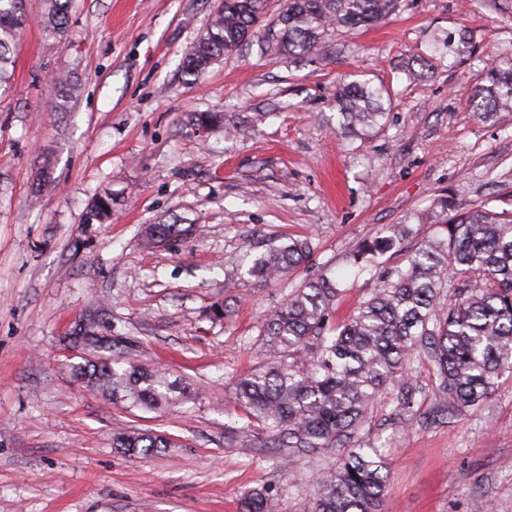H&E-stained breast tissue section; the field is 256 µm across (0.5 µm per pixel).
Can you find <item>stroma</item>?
<instances>
[{"label":"stroma","mask_w":512,"mask_h":512,"mask_svg":"<svg viewBox=\"0 0 512 512\" xmlns=\"http://www.w3.org/2000/svg\"><path fill=\"white\" fill-rule=\"evenodd\" d=\"M215 0H75L66 41L30 24L0 94V512H239L271 486L274 512H295L311 478L337 455L272 466L261 429L230 403L235 377L262 367L255 340L291 288L329 271L344 296L337 318L377 285L354 265L363 240L406 224L383 267L406 266L439 234L425 216L443 191L461 207L503 209L512 192V112L479 118L473 89L492 56L512 54V0H407L399 15L327 43L330 65L261 54L251 44L199 78L182 58ZM476 47L452 50L460 30ZM432 68L416 65L417 57ZM80 84L53 111V78ZM385 86L391 106L365 139L336 131L341 76ZM191 112H220L204 133ZM112 220L88 224L94 197ZM188 235L148 247L145 226ZM308 239L305 267L264 284L248 275L250 239ZM94 330L143 366H161L187 397L164 410L112 401L75 381L92 357L73 332ZM420 406L399 420L389 394L366 435L388 443L386 512H512V375L475 409L432 421L446 399L414 368ZM166 436L163 453L131 458L112 436Z\"/></svg>","instance_id":"35a3bbf8"}]
</instances>
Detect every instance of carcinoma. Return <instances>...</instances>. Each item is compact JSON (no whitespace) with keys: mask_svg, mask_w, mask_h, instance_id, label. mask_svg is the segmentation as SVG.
<instances>
[{"mask_svg":"<svg viewBox=\"0 0 512 512\" xmlns=\"http://www.w3.org/2000/svg\"><path fill=\"white\" fill-rule=\"evenodd\" d=\"M404 0H285L278 15L264 21L268 0H217L208 27L185 54L182 70L198 77L222 57L258 40L261 51L277 57L321 63L326 41L337 31L369 28L389 19ZM72 0H44L41 26L46 37L62 41L68 31ZM29 22L25 0H0V87L15 64L14 45ZM473 93L477 114L512 112V58L485 64ZM54 86L59 107L75 91L70 75ZM338 127L361 137L381 125L387 112L381 92L365 82L336 88ZM193 129L224 124L222 112H194ZM112 197L94 198L87 223L112 215ZM441 235L424 241L404 268L382 272L377 287L361 296L352 315L332 321L343 297L340 284L324 274L305 279L263 323L258 340L269 362L238 378L234 407L249 426L268 433L265 448L277 450L275 465L289 466L304 452L331 449L336 467L313 478L315 492L297 512H382L388 481L383 446L361 431L381 394L394 392L400 414L412 411L419 389L411 366L427 362L453 407L472 408L490 398L503 375L512 374V211L484 205L460 209L451 197L439 198L433 211ZM188 229L151 224L145 241L157 245ZM406 224L362 242L355 264L376 258L408 237ZM311 249L304 239L279 245L246 243L248 272L266 284L305 263ZM73 375L133 407L161 409L178 400L177 385L165 373L136 365L120 355L73 366ZM112 447L146 457L169 447L159 435L118 432ZM266 486L249 490L242 512H272Z\"/></svg>","mask_w":512,"mask_h":512,"instance_id":"1","label":"carcinoma"}]
</instances>
